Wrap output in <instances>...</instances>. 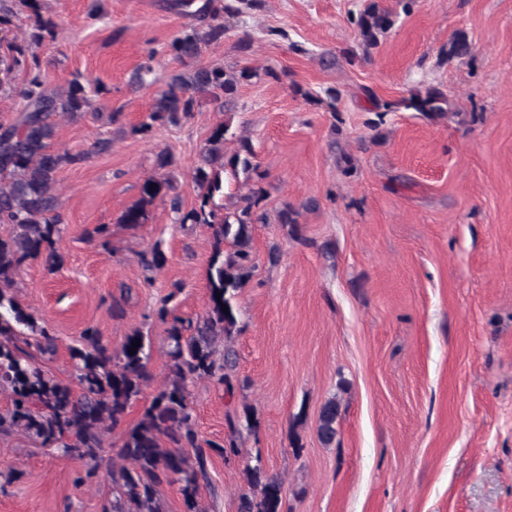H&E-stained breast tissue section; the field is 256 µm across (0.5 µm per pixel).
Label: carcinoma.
<instances>
[{
    "instance_id": "carcinoma-1",
    "label": "carcinoma",
    "mask_w": 512,
    "mask_h": 512,
    "mask_svg": "<svg viewBox=\"0 0 512 512\" xmlns=\"http://www.w3.org/2000/svg\"><path fill=\"white\" fill-rule=\"evenodd\" d=\"M258 0H178L184 14L192 18L169 43L172 56L192 63L204 49L224 40L226 26L219 16L235 18L256 7ZM34 16L32 40L39 43L57 35V24L43 18L38 0H0V95H15L21 100L20 119L0 124V224H8V234L0 235V389L10 393V407L0 412V434L22 433L49 448H59L69 456L88 460L85 474L74 479L77 485L92 477L104 452V432L125 423L128 409L153 381L149 368L150 352L145 336L135 330L121 349L103 342L97 328L81 333L79 345L70 348L72 382L55 380L39 360L56 353L57 338L36 324L32 315L8 296L14 276L21 266L41 256L50 267L63 264L55 243L64 224L55 192L57 174L85 159L81 153L55 150L56 117L83 115L91 108L86 86L73 80L64 90H50L40 72L29 69L24 87L14 85L15 72L26 65L28 46L13 34L14 19L21 8ZM394 24L391 12L373 2L356 19L365 48L378 44V37ZM250 68L196 66L173 74L154 99L148 121L137 132L148 135L156 125H177L191 115L199 94L224 98L222 106L234 102L238 88L257 77ZM434 118L456 115L448 93L438 86L411 95L404 101ZM230 123L216 125L207 140L194 181L199 189L197 205L182 211L178 197L171 206L182 224H204L211 230L212 255L208 270L209 309L203 321L193 324L175 309L163 304L158 319L166 325L169 343L170 375L144 407L138 422L125 432L118 456L121 465L112 466V505L103 512H163L159 488L177 483L187 512H199L201 483L208 479V460L216 453L229 458L236 454L240 428H256L249 409L241 415H227L231 439L219 444L201 443L195 430L188 383L195 379H215L224 390L233 392L235 361L225 349L224 361L214 358L213 344L238 332L236 296L253 268L250 225L265 221L260 211L261 189L240 196L230 209L220 203L224 197V177L259 172L251 145L242 140L231 155L224 153ZM174 190L167 178L150 177L141 185L140 198L128 206L118 223L136 227L146 222L148 206ZM230 244L224 249V244ZM166 261L154 248L140 254L144 271L153 273ZM228 312H223V308ZM139 342L130 353L132 342ZM340 400H326L320 410L317 432L325 446L336 439ZM194 450L189 456L185 449ZM247 483L257 493L240 497L238 512H281L282 485L265 476L260 464L245 469Z\"/></svg>"
}]
</instances>
